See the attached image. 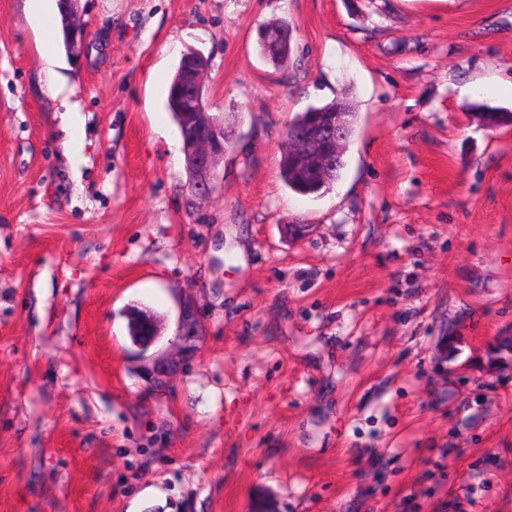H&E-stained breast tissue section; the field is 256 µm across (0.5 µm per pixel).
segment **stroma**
Instances as JSON below:
<instances>
[{
	"mask_svg": "<svg viewBox=\"0 0 512 512\" xmlns=\"http://www.w3.org/2000/svg\"><path fill=\"white\" fill-rule=\"evenodd\" d=\"M74 8L76 168L23 0H0V512H512V123L471 109L512 112V0ZM273 18L285 70L255 43ZM191 48L239 136L205 199L170 149ZM345 96L346 166L298 196L285 127ZM185 289L202 348L158 396L129 312L164 348ZM260 55L274 67L285 69L291 61L292 47L291 39L286 41L284 38L278 39L273 45L267 42L261 43L257 40ZM130 335L134 346L142 352L152 347L159 338L157 320L154 315L145 311L132 319Z\"/></svg>",
	"mask_w": 512,
	"mask_h": 512,
	"instance_id": "1",
	"label": "stroma"
}]
</instances>
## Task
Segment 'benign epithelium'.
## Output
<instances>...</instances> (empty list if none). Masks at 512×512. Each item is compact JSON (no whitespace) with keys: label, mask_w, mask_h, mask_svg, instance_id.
I'll list each match as a JSON object with an SVG mask.
<instances>
[{"label":"benign epithelium","mask_w":512,"mask_h":512,"mask_svg":"<svg viewBox=\"0 0 512 512\" xmlns=\"http://www.w3.org/2000/svg\"><path fill=\"white\" fill-rule=\"evenodd\" d=\"M191 57L194 64L185 70L184 76L192 97L183 105L181 124L185 130L183 147L189 187L195 196L203 199L210 196L216 187V171L224 160V142L233 137V131L207 112L203 89L210 60L195 49ZM284 138L291 151L323 157L324 166L329 172L337 168L338 157L328 146L333 143L339 151L349 140L346 125L339 116L336 117V124L324 131L317 129L302 135L287 130ZM177 307L174 335L165 348L145 360L140 368V378L156 392L168 388L172 377L181 372L197 354L199 341L204 336L202 310L194 299L188 294L181 296L177 300ZM130 335L134 346L141 351L152 347L159 338L154 315L144 312L132 319Z\"/></svg>","instance_id":"benign-epithelium-1"}]
</instances>
